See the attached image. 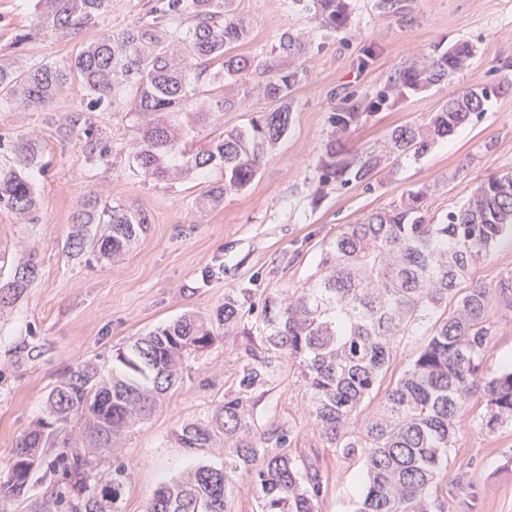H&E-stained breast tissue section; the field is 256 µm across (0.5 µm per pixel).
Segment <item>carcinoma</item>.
<instances>
[{"label":"carcinoma","mask_w":512,"mask_h":512,"mask_svg":"<svg viewBox=\"0 0 512 512\" xmlns=\"http://www.w3.org/2000/svg\"><path fill=\"white\" fill-rule=\"evenodd\" d=\"M112 0H35L29 28L14 36L24 49L36 36L101 31L97 41L62 62L0 63V110L43 112L66 89L81 94L57 136L66 141L83 125L82 149L95 161L126 159L145 179L175 184L213 168L224 181L207 191L220 198L243 190L277 150L291 121V97L303 77L297 67L233 52L250 22L235 0H147L137 20L122 29L104 25ZM316 28L339 33L348 24L345 0H293ZM306 43L284 34L274 53L297 58ZM474 54L467 41L399 71L388 87L359 99L342 98L332 114V135L320 163V180L372 186L389 158L419 157L438 140L483 111L485 88L451 98L429 122L398 126L386 155L347 148L351 130L366 123L391 93L439 82ZM259 92L276 107L229 131L220 113ZM124 103L133 115L122 142L102 135L94 117ZM215 126L207 141L197 129ZM44 150L33 135L0 133V209L26 224L41 220L35 175ZM67 249L102 264L132 247L148 217L95 198L80 202ZM512 240V173L491 176L460 206L436 220L428 192L340 226L324 244L318 270L303 287L265 299L261 320H243L250 290L224 293L212 322L188 314L135 337L104 372L92 359H76L47 396L45 413L21 435L0 477V505L29 502L28 512H119L128 484L123 464L100 475L122 437L149 419L182 379L190 358L217 341L215 330L241 337L242 366L213 413L186 423L176 443L189 450L219 441V466L198 464L187 476L161 483L145 512H235L234 485H250L256 512H319L329 477L292 453L294 427L271 424L257 434L255 412L277 366L291 362L304 390L305 417L327 448L364 465L354 512H445L435 491L448 452L469 426L485 433L512 424V363L483 371L497 334L488 313L512 309V281L496 287L471 276L503 240ZM30 259L14 266L0 285V308L34 281ZM425 331L427 338L395 379H387L397 347ZM36 347H13L14 364L37 358ZM377 411L364 412L377 396ZM478 396L483 412L470 413ZM38 460L29 469L31 460ZM57 477L50 494L31 499L39 470ZM95 480L89 484V480Z\"/></svg>","instance_id":"cac0c4a2"}]
</instances>
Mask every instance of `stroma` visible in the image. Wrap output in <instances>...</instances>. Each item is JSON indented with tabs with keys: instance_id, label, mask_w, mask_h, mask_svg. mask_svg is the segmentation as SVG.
<instances>
[{
	"instance_id": "obj_1",
	"label": "stroma",
	"mask_w": 512,
	"mask_h": 512,
	"mask_svg": "<svg viewBox=\"0 0 512 512\" xmlns=\"http://www.w3.org/2000/svg\"><path fill=\"white\" fill-rule=\"evenodd\" d=\"M400 14H386L376 0H347L351 12L337 35L315 30L291 0H236L252 23L241 52L269 57L283 33L308 39L297 59L304 78L291 101V122L276 153L248 186L215 204L205 201L209 170L168 187L144 181L127 166H94L82 147L81 129L61 142L56 127L79 108L80 97L63 92L45 112H0V133L29 131L45 147L49 167L38 177L42 220L22 224L0 210V284L34 250L38 276L0 313V471L28 425L41 416L50 389L76 359L114 363L134 337L185 314L215 316L232 288L251 291L254 305L269 293L298 288L315 272L322 245L343 224L390 207L412 191L431 189V210L461 205L493 175L512 172V0H404ZM30 0H0V63L58 60L75 55L99 32L35 41L12 48L31 19ZM474 47L470 65L448 79L406 90L389 99L353 131L351 149L383 150L394 127L422 125L448 98L491 89L478 119L427 154L384 164L371 187H345L319 180V160L332 130L333 107L348 94L383 89L396 69L445 51L457 41ZM144 212L149 223L138 243L110 263L90 266L64 244L71 216L88 196ZM41 355L22 366L10 350L18 340ZM242 364L234 339L218 340L189 361L177 387L158 411L126 433L115 453L129 473L121 512H144L159 484L200 463L217 464V448L189 452L175 442L176 428L205 418L224 397ZM286 422L300 432L298 450L318 460L330 479L320 512H350L363 466L336 456L313 434L303 410L296 370L281 365L257 408L255 426ZM468 475L478 487L476 512H512V425L492 434L467 427L451 448L438 482L446 512H459L456 482Z\"/></svg>"
}]
</instances>
